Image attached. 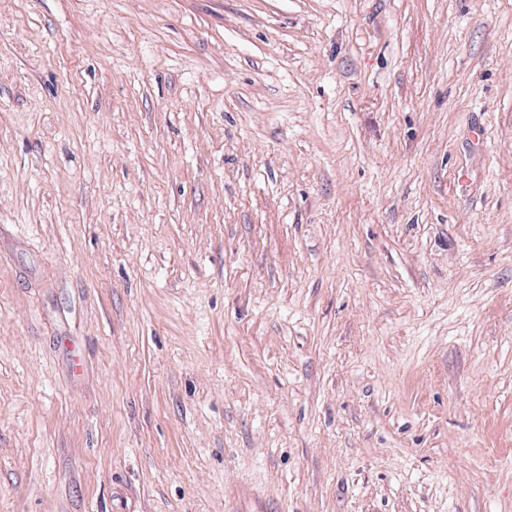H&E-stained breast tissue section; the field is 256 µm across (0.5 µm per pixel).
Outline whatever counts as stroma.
Returning a JSON list of instances; mask_svg holds the SVG:
<instances>
[{
  "label": "stroma",
  "instance_id": "stroma-1",
  "mask_svg": "<svg viewBox=\"0 0 512 512\" xmlns=\"http://www.w3.org/2000/svg\"><path fill=\"white\" fill-rule=\"evenodd\" d=\"M0 512H512V0H0Z\"/></svg>",
  "mask_w": 512,
  "mask_h": 512
}]
</instances>
